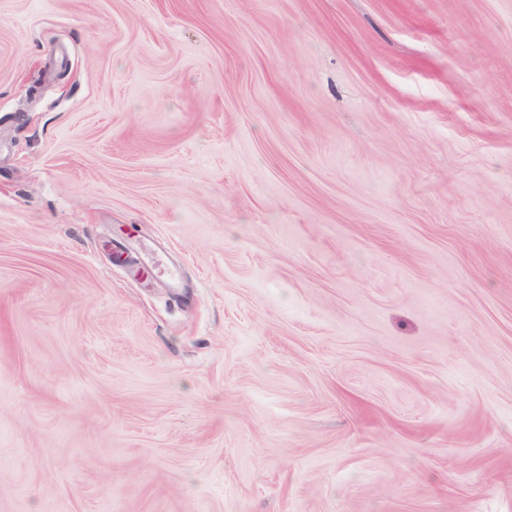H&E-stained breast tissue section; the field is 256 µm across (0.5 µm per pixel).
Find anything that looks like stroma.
Here are the masks:
<instances>
[{
    "label": "stroma",
    "instance_id": "stroma-1",
    "mask_svg": "<svg viewBox=\"0 0 512 512\" xmlns=\"http://www.w3.org/2000/svg\"><path fill=\"white\" fill-rule=\"evenodd\" d=\"M0 512H512V0H0Z\"/></svg>",
    "mask_w": 512,
    "mask_h": 512
}]
</instances>
